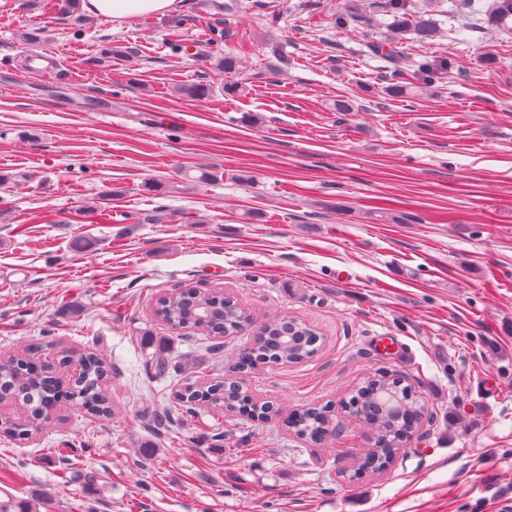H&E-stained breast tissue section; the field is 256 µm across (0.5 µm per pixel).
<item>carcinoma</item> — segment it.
Listing matches in <instances>:
<instances>
[{
	"label": "carcinoma",
	"mask_w": 512,
	"mask_h": 512,
	"mask_svg": "<svg viewBox=\"0 0 512 512\" xmlns=\"http://www.w3.org/2000/svg\"><path fill=\"white\" fill-rule=\"evenodd\" d=\"M377 10L392 16L393 28L399 32L409 30L423 42L440 37L437 20L424 11L419 14L410 11L406 0H374L367 6L362 4V0H346L339 22L367 25L371 13ZM486 16L491 24H506L508 19H512V0H492ZM370 49L383 55L396 71L403 68L407 60L394 48L384 53L382 46L372 43ZM214 66L224 72V96L246 94V83L238 79L242 70L241 54L228 52L215 58ZM180 93L191 100H201L212 95V88L206 83H196L180 88ZM155 314L170 329L184 335L207 336L214 327L232 334L252 324V318L243 308L225 303L221 294L167 293L157 299ZM320 341L315 329L299 318L285 315L263 322L256 326L249 345L237 353L234 374L227 376V381L216 380L201 387L187 386L176 394V399L189 416L195 414L197 406L209 405L226 415L271 419L279 414V407L256 400L248 392L242 374L259 364L304 362L318 352ZM44 351L45 344L34 343L21 355L0 358V391L16 396L24 412L22 418L0 416V436L19 441L28 438L64 396L77 402L89 421L112 414V397L105 385L111 366L105 358L90 351L66 353L58 360L60 367L64 368L75 360L82 364L83 369L79 378L65 385L58 376V370L46 366ZM374 385L373 380H366L349 402V415L368 428L374 450L354 457L353 464L340 471L341 478L348 483H355L368 473L383 472L384 465L391 464L400 446L411 439L418 413L427 411L426 403L416 396L408 401V410L399 421L380 420L372 396ZM331 422L330 410L321 406L308 407L290 415L286 425L297 437L320 445L328 437L327 429Z\"/></svg>",
	"instance_id": "1"
}]
</instances>
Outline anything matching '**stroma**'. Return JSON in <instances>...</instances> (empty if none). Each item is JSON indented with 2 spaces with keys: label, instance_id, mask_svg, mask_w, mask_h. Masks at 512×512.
<instances>
[{
  "label": "stroma",
  "instance_id": "stroma-1",
  "mask_svg": "<svg viewBox=\"0 0 512 512\" xmlns=\"http://www.w3.org/2000/svg\"><path fill=\"white\" fill-rule=\"evenodd\" d=\"M225 1L115 24L0 0V171L17 177L0 186V353L96 352L113 405L89 423L66 404L28 440L0 437V512H502L512 26L486 24L488 0H437L444 35L427 45L394 37L379 13L368 28L337 24L344 0H229V15ZM393 40L441 70L420 97L383 92L369 45ZM111 46L125 55L103 61ZM239 51L248 92L233 98L201 58ZM191 83L213 97L180 95ZM339 98L353 111H333ZM181 168L219 177L148 190ZM184 286L322 333L314 359L246 377L284 414L328 403L343 417L349 389L388 372L436 421L349 485V453L372 447L356 422L317 448L281 418L205 406L181 420L177 392L223 377L250 341L173 334L155 303Z\"/></svg>",
  "mask_w": 512,
  "mask_h": 512
}]
</instances>
